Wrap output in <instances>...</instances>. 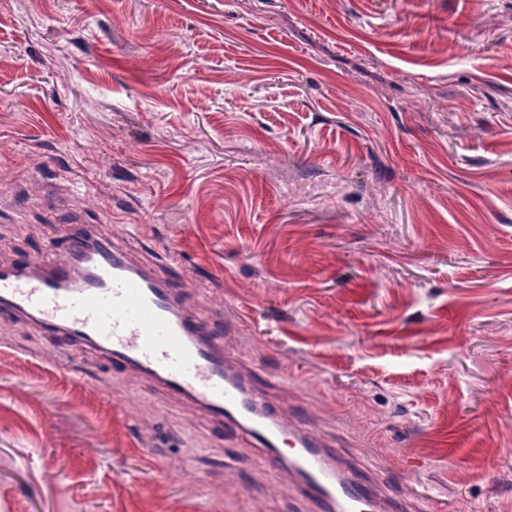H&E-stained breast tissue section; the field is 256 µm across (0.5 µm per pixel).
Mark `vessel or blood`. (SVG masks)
<instances>
[{
  "mask_svg": "<svg viewBox=\"0 0 512 512\" xmlns=\"http://www.w3.org/2000/svg\"><path fill=\"white\" fill-rule=\"evenodd\" d=\"M17 319L92 348L115 372L151 377L217 417L224 432L269 449V465L288 467L312 512L375 508V488L361 470L313 432L283 425L227 363L221 328L191 312L167 278L135 263L96 225L75 224L49 254L0 267V321ZM286 438L297 450L290 459L278 448Z\"/></svg>",
  "mask_w": 512,
  "mask_h": 512,
  "instance_id": "obj_1",
  "label": "vessel or blood"
}]
</instances>
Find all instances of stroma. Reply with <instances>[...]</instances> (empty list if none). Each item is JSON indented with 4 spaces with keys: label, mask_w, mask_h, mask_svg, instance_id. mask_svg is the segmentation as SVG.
Segmentation results:
<instances>
[{
    "label": "stroma",
    "mask_w": 512,
    "mask_h": 512,
    "mask_svg": "<svg viewBox=\"0 0 512 512\" xmlns=\"http://www.w3.org/2000/svg\"><path fill=\"white\" fill-rule=\"evenodd\" d=\"M77 219L386 494L512 512V0H0V266ZM265 459L0 323V512H306Z\"/></svg>",
    "instance_id": "obj_1"
}]
</instances>
